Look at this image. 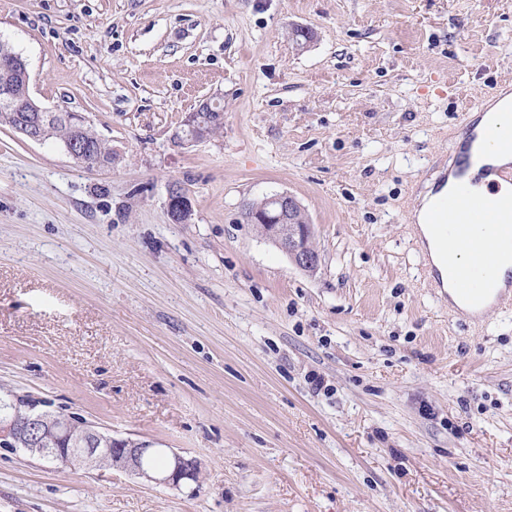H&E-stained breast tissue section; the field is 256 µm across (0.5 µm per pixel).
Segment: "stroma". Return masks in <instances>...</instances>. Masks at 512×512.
<instances>
[{"label":"stroma","mask_w":512,"mask_h":512,"mask_svg":"<svg viewBox=\"0 0 512 512\" xmlns=\"http://www.w3.org/2000/svg\"><path fill=\"white\" fill-rule=\"evenodd\" d=\"M0 42L117 157L0 126V388L199 467L0 448V512H512V299L453 310L411 221L512 86V0H0ZM205 98L223 133L176 144ZM280 192L315 272L242 219ZM84 137L93 138V144L96 149L98 157L104 162H110L112 159V148L106 146V144L93 132V130L87 126L83 129ZM94 147L92 144H88L84 140L76 139L70 143L64 144V150L71 157L76 159L81 164L89 169L97 168H111L110 166L103 165L97 158ZM193 204L189 195L178 185H170L165 204L167 220L173 224H187L193 216Z\"/></svg>","instance_id":"35a3bbf8"}]
</instances>
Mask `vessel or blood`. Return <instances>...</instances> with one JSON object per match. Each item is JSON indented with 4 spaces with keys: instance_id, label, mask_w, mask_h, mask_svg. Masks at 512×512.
Instances as JSON below:
<instances>
[{
    "instance_id": "b4317fda",
    "label": "vessel or blood",
    "mask_w": 512,
    "mask_h": 512,
    "mask_svg": "<svg viewBox=\"0 0 512 512\" xmlns=\"http://www.w3.org/2000/svg\"><path fill=\"white\" fill-rule=\"evenodd\" d=\"M469 163V156L459 155L451 170L439 172L437 186H445L452 180L456 183V191L452 197L440 200L428 209L423 220L435 228L454 222V237L438 240L440 252L445 255L462 252L468 254L473 263L479 264L486 255L501 253L506 239L512 238V199L471 193L465 183ZM474 224L488 225V235L482 239L473 238L470 227ZM444 276L458 283V297L477 315L485 312L486 302L491 296L503 293L495 272L491 270L486 272L483 284L478 288L467 286L466 270L451 266L445 273H433L432 278L437 281Z\"/></svg>"
}]
</instances>
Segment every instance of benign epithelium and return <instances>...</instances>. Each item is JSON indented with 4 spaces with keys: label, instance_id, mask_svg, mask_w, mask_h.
I'll use <instances>...</instances> for the list:
<instances>
[{
    "label": "benign epithelium",
    "instance_id": "7a95c632",
    "mask_svg": "<svg viewBox=\"0 0 512 512\" xmlns=\"http://www.w3.org/2000/svg\"><path fill=\"white\" fill-rule=\"evenodd\" d=\"M0 104L14 112V129L34 141L46 138L45 131L33 133L24 120L26 112H41L45 124H50L53 115L44 111L32 97L30 77L25 62L13 54L8 59L0 57ZM224 119L223 110L217 104L205 101L196 111L188 114L182 127L175 131L173 140L179 145H193L206 140L204 127ZM64 150L71 157L89 169H103L93 145L76 139L64 144ZM193 204L189 195L178 185L168 188L165 215L173 224H187L193 216ZM250 223L254 224L261 236L283 252L297 268L313 272L319 265V254L313 244V227L306 210L296 198L286 192L272 194L261 200V204L249 208ZM78 417L74 414L59 413L49 418L17 417L0 418V447L21 451L40 459L53 461L58 458L53 443L70 435ZM84 435L91 441L90 448H69L63 463L99 467L103 464L144 478L160 485L177 487L186 480H195L198 464L195 460L170 451L168 467L165 470H150L144 467L146 457L158 452L150 441L130 438H114L99 431L92 425H84Z\"/></svg>",
    "mask_w": 512,
    "mask_h": 512
}]
</instances>
